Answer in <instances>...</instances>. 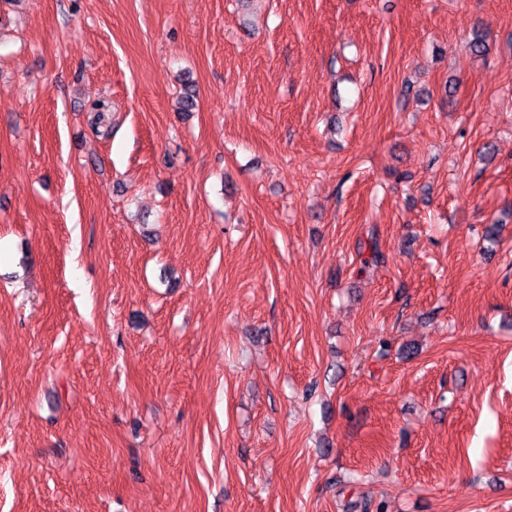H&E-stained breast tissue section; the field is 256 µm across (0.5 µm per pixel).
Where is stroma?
<instances>
[{
	"instance_id": "1",
	"label": "stroma",
	"mask_w": 512,
	"mask_h": 512,
	"mask_svg": "<svg viewBox=\"0 0 512 512\" xmlns=\"http://www.w3.org/2000/svg\"><path fill=\"white\" fill-rule=\"evenodd\" d=\"M0 246V512H512V0H0Z\"/></svg>"
}]
</instances>
